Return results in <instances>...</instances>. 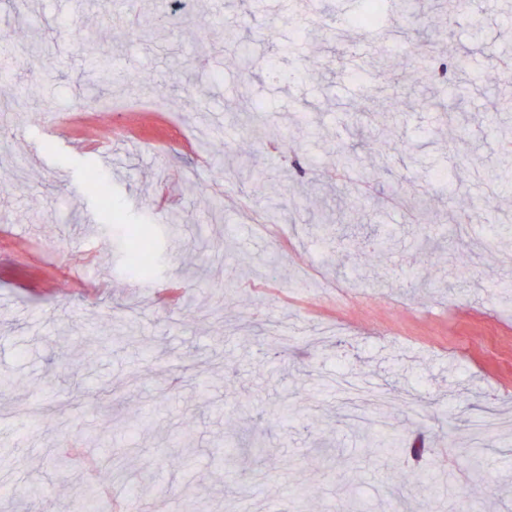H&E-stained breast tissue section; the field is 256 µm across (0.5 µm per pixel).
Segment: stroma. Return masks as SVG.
Here are the masks:
<instances>
[{"label": "stroma", "mask_w": 512, "mask_h": 512, "mask_svg": "<svg viewBox=\"0 0 512 512\" xmlns=\"http://www.w3.org/2000/svg\"><path fill=\"white\" fill-rule=\"evenodd\" d=\"M498 2L477 0L476 31L448 0H416L407 18L383 0L372 29L370 0H329L313 24L280 0H0V98L24 104L0 115L8 512L72 499L108 455L113 486L145 477L156 490L141 512H189L198 496L210 512H336L349 496L370 512H420L431 496L435 512H465L460 487L476 512H512V301L495 295L512 263L486 246L512 228V11ZM156 13L169 18L161 41L143 36ZM463 50L467 73L452 65ZM267 60L299 79L270 80ZM133 68L143 91L125 88ZM458 86L464 113L385 109L406 93L447 105ZM255 103L283 137L252 134ZM385 128L381 155L371 136ZM351 150L376 179L346 173ZM92 171L109 202L85 193ZM257 173L287 208L277 226L258 223ZM346 198L369 235L396 242L374 271L339 220L315 227ZM172 212L185 221L171 229ZM147 218L160 263L135 288L114 227ZM270 323L273 351L258 335ZM293 399L298 415L282 417ZM387 413L400 439L435 451L422 461L434 487L407 499L359 431ZM468 420L495 482L469 467ZM240 429L269 453L225 467ZM73 444L83 455L60 471Z\"/></svg>", "instance_id": "35a3bbf8"}]
</instances>
